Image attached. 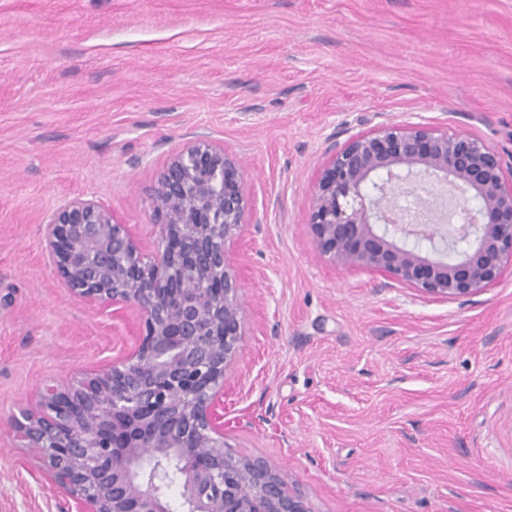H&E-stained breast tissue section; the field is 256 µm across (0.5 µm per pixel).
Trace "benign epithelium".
Masks as SVG:
<instances>
[{"mask_svg":"<svg viewBox=\"0 0 512 512\" xmlns=\"http://www.w3.org/2000/svg\"><path fill=\"white\" fill-rule=\"evenodd\" d=\"M446 185L444 224L408 221L395 198ZM477 201L472 207L464 197ZM157 247L99 201L74 196L41 220L56 275L91 308L135 317L133 347L67 385L43 383L14 417L20 447L68 496L67 512H314L273 463L239 457L224 432V376L245 318L231 253L253 206L245 171L204 136L171 150L152 199ZM309 226L330 262L439 299L474 296L512 271V181L500 154L422 119L385 123L327 151Z\"/></svg>","mask_w":512,"mask_h":512,"instance_id":"benign-epithelium-1","label":"benign epithelium"}]
</instances>
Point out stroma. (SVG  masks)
Here are the masks:
<instances>
[{"instance_id": "1", "label": "stroma", "mask_w": 512, "mask_h": 512, "mask_svg": "<svg viewBox=\"0 0 512 512\" xmlns=\"http://www.w3.org/2000/svg\"><path fill=\"white\" fill-rule=\"evenodd\" d=\"M421 118L512 169V0H0V512L67 502L19 408L132 343L57 279L40 218L92 198L152 253L158 171L197 134L241 159L258 218L232 251L233 453L315 512H512V274L435 300L330 263L309 226L331 144Z\"/></svg>"}]
</instances>
